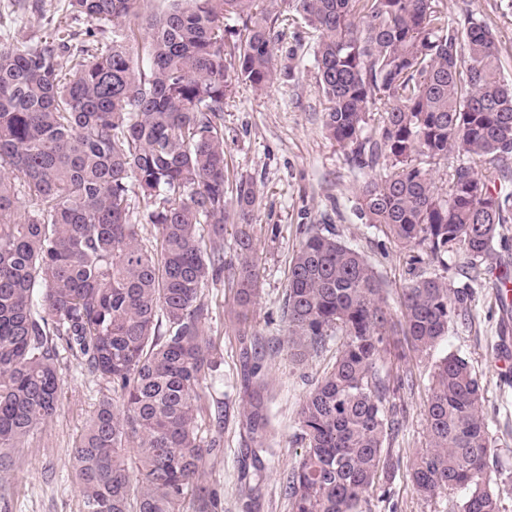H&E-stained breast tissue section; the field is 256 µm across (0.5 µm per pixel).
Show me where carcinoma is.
Here are the masks:
<instances>
[{
	"label": "carcinoma",
	"mask_w": 512,
	"mask_h": 512,
	"mask_svg": "<svg viewBox=\"0 0 512 512\" xmlns=\"http://www.w3.org/2000/svg\"><path fill=\"white\" fill-rule=\"evenodd\" d=\"M140 2L69 0L72 13L112 25L104 47L90 29L75 50L67 30L0 50V468L56 413L64 352L106 390L73 449L81 512H224L201 482L220 446L199 425L203 385L218 370L203 289L225 269L224 104L241 82L256 92L272 82L279 16L275 0H171L159 16ZM288 4L318 35L327 136L357 169L382 170L356 209L417 250L402 332L429 356L473 317L470 282L497 263L512 223V193L492 184L512 180V83L498 34L472 14L450 22L443 0ZM453 151L469 163L438 186L431 171ZM236 198L246 223L254 186L240 180ZM460 249L461 285L419 268L446 269ZM253 253L239 230L229 288L240 321L257 295ZM284 314L293 357L336 339L300 409L303 448L283 482L290 512H377L391 495L377 481L400 465L396 395L414 387L412 371L392 379L384 369L385 281L331 228L312 226L289 263ZM251 377L246 427L261 448L270 383ZM483 398L467 357L434 362L426 447L408 468L424 499L457 490V512L505 510Z\"/></svg>",
	"instance_id": "carcinoma-1"
}]
</instances>
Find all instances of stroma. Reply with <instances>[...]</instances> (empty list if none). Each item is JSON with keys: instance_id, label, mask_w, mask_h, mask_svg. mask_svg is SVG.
<instances>
[{"instance_id": "obj_1", "label": "stroma", "mask_w": 512, "mask_h": 512, "mask_svg": "<svg viewBox=\"0 0 512 512\" xmlns=\"http://www.w3.org/2000/svg\"><path fill=\"white\" fill-rule=\"evenodd\" d=\"M0 0V46L26 49L49 39L58 26H68L74 45H81L90 21L65 11L67 0ZM448 17L459 21L471 14L499 34L504 76L512 81V0H446ZM316 33L302 21L289 22L276 43L275 75L264 93L237 85L224 106V147L232 185L226 195L228 220L224 227V257L235 254L238 223L235 183H253L258 203L250 216L254 227L259 295L247 324H238L227 280L208 283L203 298L209 307L204 336L216 347L222 364L203 388L204 435L217 432V407L228 415L217 458L205 465L203 482L215 488L224 512H241L242 483L255 487L258 512H289L282 477L298 459L301 443V404L323 367L335 354L299 360L286 348L282 307L288 285V263L299 248L306 228H334L338 239L362 252L387 284L392 316H399V293L409 281L410 252L389 241L361 219L355 204L362 174L323 131V99L316 85L313 47ZM498 279L486 275L474 286L473 321L450 328L438 354L457 352L469 358L484 386L483 407L501 471L497 482L507 512H512V373L496 362L500 344L512 337V313L499 306ZM258 338L265 347L263 370L270 382L267 400L271 421L264 452L253 454L243 424L250 399L244 381L242 339ZM407 345L390 339L385 368L397 376L412 367L415 387L403 394L400 429L392 442L400 468L390 482L392 495L381 512H453L460 492L423 500L415 492L407 467L425 446L424 402L429 394L432 359L406 364L399 355ZM62 398L56 415L37 427L21 445L11 449L12 465L0 473V512H80V492L73 481V449L102 396V386L81 361L61 359Z\"/></svg>"}]
</instances>
